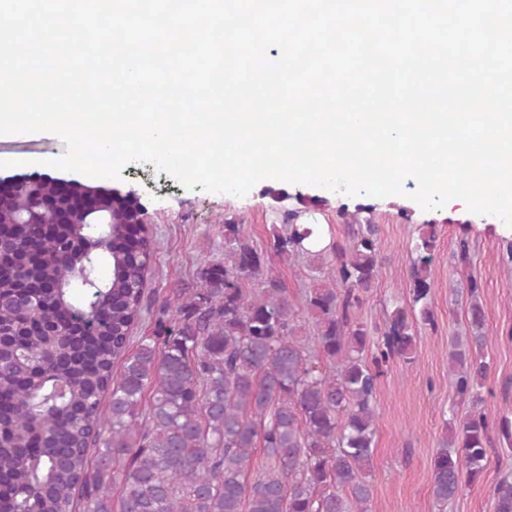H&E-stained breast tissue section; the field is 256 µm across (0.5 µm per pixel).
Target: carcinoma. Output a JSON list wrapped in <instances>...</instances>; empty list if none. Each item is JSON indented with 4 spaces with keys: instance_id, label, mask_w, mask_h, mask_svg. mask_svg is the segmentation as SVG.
I'll return each instance as SVG.
<instances>
[{
    "instance_id": "1",
    "label": "carcinoma",
    "mask_w": 512,
    "mask_h": 512,
    "mask_svg": "<svg viewBox=\"0 0 512 512\" xmlns=\"http://www.w3.org/2000/svg\"><path fill=\"white\" fill-rule=\"evenodd\" d=\"M105 209L109 223L91 224L46 176L0 196V225L29 218L23 236L0 238V512H369L375 390L395 360L414 362L417 325L434 324V229L411 247L410 302L392 305L375 341L353 316L379 275V226L355 216L314 251L316 228L292 211L264 252L224 225V262L176 285L177 304L135 342L155 240L147 226L130 239L128 198ZM271 255L331 256L328 283L306 295L313 346ZM102 267L84 300L82 273ZM467 296L471 332L448 352L461 397L488 369L477 281ZM496 427L512 445L508 419L464 417L434 463L437 501L480 478ZM494 494L512 512V482Z\"/></svg>"
}]
</instances>
